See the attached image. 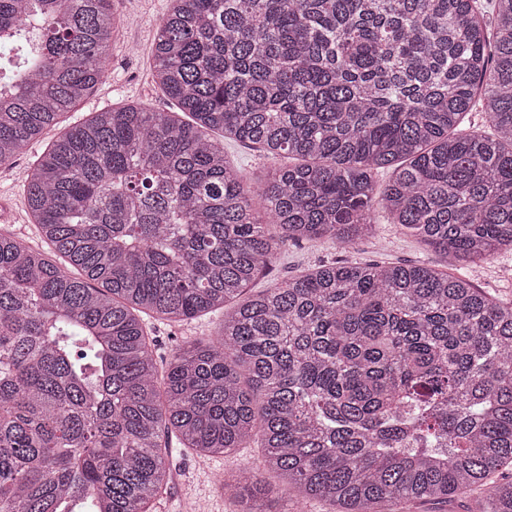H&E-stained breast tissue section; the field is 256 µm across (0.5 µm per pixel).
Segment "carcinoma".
Listing matches in <instances>:
<instances>
[{
	"label": "carcinoma",
	"mask_w": 512,
	"mask_h": 512,
	"mask_svg": "<svg viewBox=\"0 0 512 512\" xmlns=\"http://www.w3.org/2000/svg\"><path fill=\"white\" fill-rule=\"evenodd\" d=\"M490 2L171 0L153 79L179 112L70 128L27 177L45 247L0 232V512H151L172 434L201 459L260 437L233 500L269 472L341 512L473 488L512 512V303L334 260L226 308L286 243L346 249L379 209L461 260L512 251V0ZM121 24L112 0H0V166L101 82ZM226 141L298 160L264 220ZM218 308L159 374L139 314Z\"/></svg>",
	"instance_id": "cac0c4a2"
}]
</instances>
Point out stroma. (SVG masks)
<instances>
[{"mask_svg": "<svg viewBox=\"0 0 512 512\" xmlns=\"http://www.w3.org/2000/svg\"><path fill=\"white\" fill-rule=\"evenodd\" d=\"M122 17L107 61L106 76L96 89L81 98L74 108L61 117L40 139L32 141L4 170L0 171V193L10 196L18 210H25V185L34 161L61 132L90 119L95 113L137 103L156 111H169L170 103L152 80L151 52L157 28L171 0H113ZM227 159L241 168L252 185H260L278 160L259 156L246 146L229 143ZM338 259L353 262H414L451 274H464L474 285L491 297L512 300V253L500 252L487 263L469 265L453 262L442 253L426 247L416 237L403 233L396 225L380 221L373 236L358 240L344 250L327 237L299 244H288L266 273L248 287L249 293L272 288L293 276L311 271L318 265ZM222 311L210 312L193 320L168 324L147 319L154 338L155 352L168 359L176 347H189L213 336L220 327ZM260 448H243L237 453L200 460L180 448H172L171 481L155 502L152 512H241L215 489L219 477L235 474L241 468H255L261 462Z\"/></svg>", "mask_w": 512, "mask_h": 512, "instance_id": "obj_1", "label": "stroma"}]
</instances>
